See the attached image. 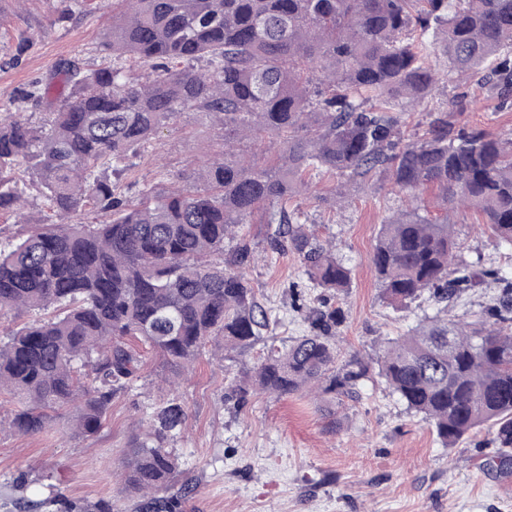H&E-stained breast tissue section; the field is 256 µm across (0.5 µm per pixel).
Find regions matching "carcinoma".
<instances>
[{
    "instance_id": "carcinoma-1",
    "label": "carcinoma",
    "mask_w": 512,
    "mask_h": 512,
    "mask_svg": "<svg viewBox=\"0 0 512 512\" xmlns=\"http://www.w3.org/2000/svg\"><path fill=\"white\" fill-rule=\"evenodd\" d=\"M107 49L151 64L133 80L109 62L60 65L69 89L49 127L0 116V211L20 215L27 175L60 220L0 240V314L42 312L0 343V392L24 407L10 419L36 434L51 413L76 409L72 431L91 435L141 367L140 348L188 369L202 349L245 352L269 315L246 269L251 242L239 234L260 213L275 253L303 262L314 287L342 291L351 270L333 248L293 224L288 202L307 173L347 177L336 194L375 175L401 192L437 191L445 207L465 205L500 243L512 246V137L455 125L448 103L422 136L406 142L394 113L423 102L437 61L480 75L512 107V0H122ZM207 61V71L191 63ZM190 112L224 125V157L199 171L200 188L146 187L138 204L116 180L159 129ZM260 132L280 139L259 165L233 150ZM88 208L97 224H69ZM453 225L405 210L380 226L371 262L382 297L402 309L427 294L450 306L486 277L505 283L481 319L438 316L390 339L375 359L337 364L341 311L309 308L310 334L269 347L232 392L276 396L316 388L354 398L373 369L388 389L453 446L483 426L499 465L512 468V279L458 259ZM186 412L173 398L152 414L121 462L130 512H185L191 488L169 492L180 474L167 441ZM45 512H115L110 500L67 499L54 491Z\"/></svg>"
}]
</instances>
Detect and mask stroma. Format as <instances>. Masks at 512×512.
Here are the masks:
<instances>
[{
	"instance_id": "1",
	"label": "stroma",
	"mask_w": 512,
	"mask_h": 512,
	"mask_svg": "<svg viewBox=\"0 0 512 512\" xmlns=\"http://www.w3.org/2000/svg\"><path fill=\"white\" fill-rule=\"evenodd\" d=\"M121 9L120 0H83L77 10L70 0H0V113L46 123L48 105L24 100L25 91L53 81L64 60L77 57L89 68L106 62L112 17ZM456 96L464 105L459 125L512 137V110L493 111L489 89L449 75L444 64L426 104L402 113L407 132H421L427 110ZM223 153V125L202 113L183 115L140 151L123 193L135 204L146 184L194 185L199 165ZM335 187L332 176H312L293 207L298 223L318 240L335 242L351 270L350 288L326 297L344 314L336 346L345 360L375 355L389 339L439 315V306L425 298L402 310L389 305L371 254L386 218L413 202L432 217L440 209L429 189L412 202L380 179L350 188L343 199L335 198ZM26 194L23 217L0 216V236L53 222L37 185H28ZM448 221L465 261L512 270V249L498 246L477 216L452 209ZM242 231L256 243L246 273L271 318L263 341L240 355L203 353L186 376L145 352L138 380L91 436L72 434L62 418L35 435L15 433L8 422L19 404L0 394V512H16L18 498L37 501L52 487L72 499L110 500L120 512L127 503L116 477L123 451L153 411L175 397L188 412L186 428L170 442L181 479L193 488L186 512H512V475L491 466V432L484 428L445 447L380 378L364 381L356 399L300 391L283 397L256 392L242 404L228 400L232 383L269 346H288L307 334V312L322 296L296 255L267 249L260 217ZM22 471L29 483L20 492L14 479Z\"/></svg>"
}]
</instances>
